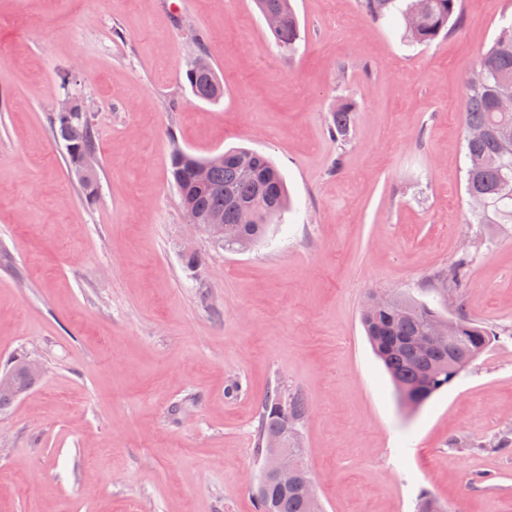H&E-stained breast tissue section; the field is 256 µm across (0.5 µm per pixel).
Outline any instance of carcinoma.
<instances>
[{"instance_id":"1","label":"carcinoma","mask_w":512,"mask_h":512,"mask_svg":"<svg viewBox=\"0 0 512 512\" xmlns=\"http://www.w3.org/2000/svg\"><path fill=\"white\" fill-rule=\"evenodd\" d=\"M366 16L382 22L394 14L402 17L406 39L414 44L430 45L453 34L462 22L463 0H359ZM261 14H274L278 24L271 28L276 44L293 51L301 40L298 18L291 0H255ZM191 93L198 99L214 103L224 96V84L215 71L186 70ZM463 100L464 148L467 159L466 193L471 214L478 224H512V110L499 107V99L512 90V19L502 16L499 32L489 47L479 54L465 76ZM354 105L344 103L332 113L330 133L336 139L349 135L354 123ZM55 137L64 143L68 167H74L78 154L92 156L96 140L92 125L85 127L82 138H69V129L59 115L51 120ZM200 156L181 148L170 155V174L180 204L189 201L203 216L224 218V241L227 250H235V239L248 236L260 243L269 226L285 211L288 202L286 184L277 167L264 154L244 148L224 151V164L209 169L200 180L196 161ZM243 205L251 207L256 223H239ZM471 262L465 252L451 269L448 290L460 287ZM441 317L453 320L447 330L449 339L436 346L421 367L413 359V340L429 334ZM361 321L371 345L383 362L394 383L399 403L417 409L434 394L451 385L463 371L462 361L479 357L494 341L497 333L462 314L455 316L421 304L403 294L380 298L367 297L361 310ZM13 397L0 398V410L32 387L39 376L19 358L10 363ZM308 411L307 399L298 390H280L269 396L258 415L257 452L265 458L271 445L286 440L303 423ZM310 477L302 467L300 480L279 487L267 478L256 494L258 512H307L302 480Z\"/></svg>"}]
</instances>
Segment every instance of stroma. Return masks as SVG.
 <instances>
[{"mask_svg": "<svg viewBox=\"0 0 512 512\" xmlns=\"http://www.w3.org/2000/svg\"><path fill=\"white\" fill-rule=\"evenodd\" d=\"M292 4L290 53L253 0H0V367L43 366L0 411V512H256L257 415L277 388L308 399L324 512H415L424 491L447 512H512V444L496 447L512 441V224L470 221L461 109L512 0H465L430 46L357 0ZM200 32L215 104L186 80ZM68 93L95 131L92 200L52 133ZM176 145L264 153L289 211L245 253L190 238ZM465 250L466 284L446 292ZM372 292L499 339L404 408L360 323ZM354 112V105L351 103L341 104L332 112L329 129L333 138L340 139L349 135L354 123Z\"/></svg>", "mask_w": 512, "mask_h": 512, "instance_id": "stroma-1", "label": "stroma"}]
</instances>
